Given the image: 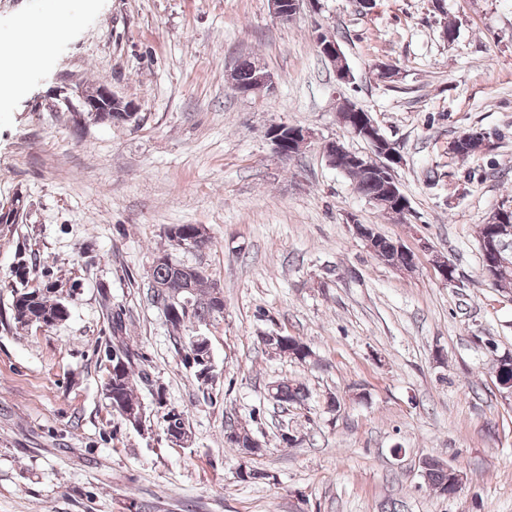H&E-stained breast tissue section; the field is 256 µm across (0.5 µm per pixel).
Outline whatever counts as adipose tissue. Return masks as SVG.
I'll list each match as a JSON object with an SVG mask.
<instances>
[{
	"label": "adipose tissue",
	"instance_id": "1",
	"mask_svg": "<svg viewBox=\"0 0 512 512\" xmlns=\"http://www.w3.org/2000/svg\"><path fill=\"white\" fill-rule=\"evenodd\" d=\"M66 32L67 28L63 25L45 32L39 24L29 20L19 22L15 31L5 34L0 32V41H7L11 45L8 53L0 54V110L7 107L23 83L24 73L19 66L20 60L47 62L49 42L62 37Z\"/></svg>",
	"mask_w": 512,
	"mask_h": 512
}]
</instances>
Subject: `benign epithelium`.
Listing matches in <instances>:
<instances>
[{"instance_id":"obj_1","label":"benign epithelium","mask_w":512,"mask_h":512,"mask_svg":"<svg viewBox=\"0 0 512 512\" xmlns=\"http://www.w3.org/2000/svg\"><path fill=\"white\" fill-rule=\"evenodd\" d=\"M268 2L274 17L282 22H287L297 15L302 0H268ZM317 48L332 65L336 81L341 84L351 83L353 74L341 45L336 42V37L328 32L321 33L317 38ZM274 86L273 74L265 66L256 64L253 66L250 84L245 87H237V93L243 96L260 94L272 90ZM73 99L76 100V105L72 106V111L80 119L88 114L119 109L128 113L126 120L131 121L138 111L136 103L118 96L107 83L90 88L82 86L73 94V97H65L68 103ZM336 120L341 126L349 129L355 137L363 140L368 151L365 154H360L349 150L339 141H329L323 147L329 164L342 172L353 168H363L376 173L383 182V197L375 200V203L389 205L402 211V214H407L409 203L404 194L400 192V184L396 175V169L402 164L403 159L395 143L381 132L370 113H359V108L353 103H344L336 112ZM266 135L273 144L277 155L283 159L299 155L314 139L311 130L286 123L271 125ZM350 223H352L354 233L363 241L367 251L378 259L385 260L380 249L375 246L377 231L373 228H366V225L357 223L353 218L350 219ZM490 223L493 224L496 240L485 244L482 271L485 278L495 285L506 274V270L512 267V262L497 246V242L512 237V213L499 208L492 214ZM421 252L431 256V264L444 282L453 287L458 285L459 277L453 274L454 267L448 259L433 254L431 247L426 242L421 243Z\"/></svg>"}]
</instances>
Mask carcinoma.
I'll return each mask as SVG.
<instances>
[{
  "instance_id": "obj_1",
  "label": "carcinoma",
  "mask_w": 512,
  "mask_h": 512,
  "mask_svg": "<svg viewBox=\"0 0 512 512\" xmlns=\"http://www.w3.org/2000/svg\"><path fill=\"white\" fill-rule=\"evenodd\" d=\"M484 136L477 132L475 135L461 142L455 152V157L464 158L482 146ZM355 190L368 199H373L382 193L383 186L376 176L365 169H356L350 172ZM196 229L194 224H173L165 230L169 248L159 249L153 254L151 266L146 279V296L152 306L161 302L163 293L169 290L185 289L182 296L192 300L190 309L180 312V315L171 319L173 331L169 332L175 346L185 351L184 361L191 368H198L200 357L204 350L192 345L195 336L194 326L205 328L224 313V296L214 293V282L210 276H198L187 273L183 264L172 258L171 250L175 242L188 241L193 238ZM67 281L47 277L33 287H22L14 290L9 315L1 318L4 324L12 323L16 326H36L41 329H52L66 321L70 315L69 298L75 289L66 287ZM107 319L111 323L114 342L106 353L107 361L112 367L108 372L105 383V395L117 418H123L120 411L121 404H137L139 397L136 392L137 379L134 365L139 360V354L133 345L127 341V326L122 311H108ZM309 346L296 336L286 337L282 347L281 357L299 363L306 362L311 357ZM275 397L273 401L280 407H301L307 404L310 391L306 384L299 381L277 380L271 382ZM158 407L163 409L162 419L165 432L171 433L186 426L185 413L166 406L162 395H157ZM425 481L441 496L456 494V488L451 482L449 466L439 460L429 457L422 461Z\"/></svg>"
}]
</instances>
